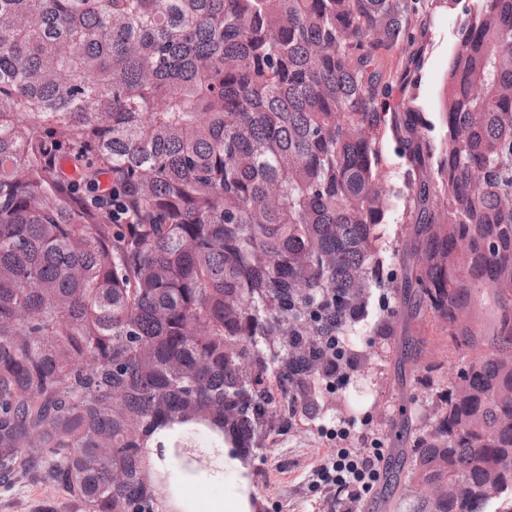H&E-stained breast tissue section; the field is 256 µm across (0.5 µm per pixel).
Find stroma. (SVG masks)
<instances>
[{"instance_id":"1","label":"stroma","mask_w":512,"mask_h":512,"mask_svg":"<svg viewBox=\"0 0 512 512\" xmlns=\"http://www.w3.org/2000/svg\"><path fill=\"white\" fill-rule=\"evenodd\" d=\"M457 10L440 5L428 16L422 36L424 60L413 90L419 108L436 120L448 57L457 45ZM356 342L362 363L348 385L325 390L320 412H297L288 428L274 432L267 447L256 450L245 467H228L220 482L195 491L194 512H210L213 501L240 499L251 512H329L332 492L315 483L314 473L328 455L347 448L389 450L390 426L401 410L417 411L413 377L428 363L455 371L470 353L448 342V326L438 317H398L394 333L362 334ZM0 512H84L66 487L20 473L0 483Z\"/></svg>"}]
</instances>
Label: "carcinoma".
Returning a JSON list of instances; mask_svg holds the SVG:
<instances>
[{
    "instance_id": "cac0c4a2",
    "label": "carcinoma",
    "mask_w": 512,
    "mask_h": 512,
    "mask_svg": "<svg viewBox=\"0 0 512 512\" xmlns=\"http://www.w3.org/2000/svg\"><path fill=\"white\" fill-rule=\"evenodd\" d=\"M441 2L0 0V481L160 512L144 449L204 429L246 459L275 394L318 407L326 336L357 356L403 310L479 352L418 375L386 506L512 512V0H448L436 138L411 90ZM387 141L413 207L390 278ZM104 176L136 223L91 204ZM374 288L399 303L375 321Z\"/></svg>"
}]
</instances>
